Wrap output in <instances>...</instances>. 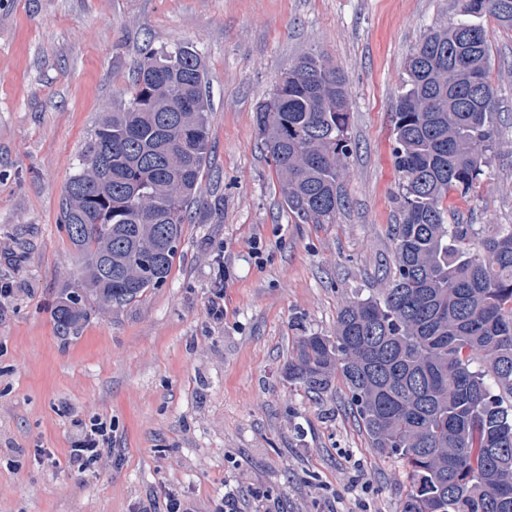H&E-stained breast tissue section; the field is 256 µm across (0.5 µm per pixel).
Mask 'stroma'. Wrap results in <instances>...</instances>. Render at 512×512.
I'll return each instance as SVG.
<instances>
[{"instance_id": "1", "label": "stroma", "mask_w": 512, "mask_h": 512, "mask_svg": "<svg viewBox=\"0 0 512 512\" xmlns=\"http://www.w3.org/2000/svg\"><path fill=\"white\" fill-rule=\"evenodd\" d=\"M456 0H0V512H399L401 461L369 448L344 390L288 383L299 337L332 334L393 262L391 114L404 65ZM499 132L512 142V30L482 17ZM193 45L211 152L165 284L94 309L70 336L52 319L78 258L61 203L103 112L123 102L144 44ZM316 54L346 77V203L331 224L288 211L255 111ZM448 214L512 224V152ZM222 196L219 214L207 210ZM109 440L65 463L93 422ZM97 447L98 444L94 438L80 442L75 448H69V463L77 466L79 469L86 468L99 455L101 448Z\"/></svg>"}]
</instances>
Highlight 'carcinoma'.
I'll return each instance as SVG.
<instances>
[{"label":"carcinoma","mask_w":512,"mask_h":512,"mask_svg":"<svg viewBox=\"0 0 512 512\" xmlns=\"http://www.w3.org/2000/svg\"><path fill=\"white\" fill-rule=\"evenodd\" d=\"M485 15L512 29V0H457L407 58L385 287L346 300L334 333L300 337L284 368L318 398L343 385L369 446L407 468L400 512H512V224H450L444 206L502 151ZM205 83L193 47L147 46L128 98L103 113L61 204L81 271L54 308L60 334L93 301L124 307L165 284L210 153ZM349 119L345 76L313 54L256 108L284 202L313 224L343 206Z\"/></svg>","instance_id":"obj_1"}]
</instances>
